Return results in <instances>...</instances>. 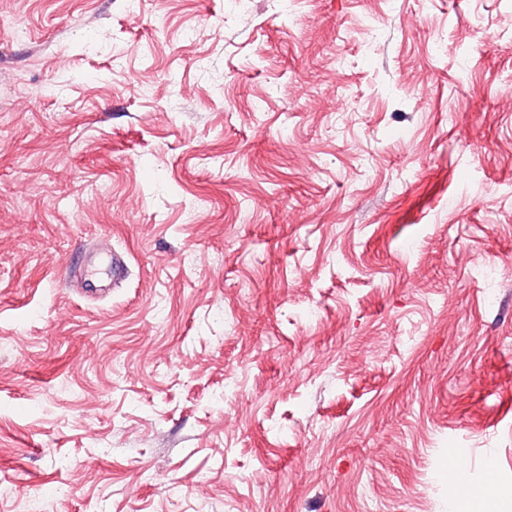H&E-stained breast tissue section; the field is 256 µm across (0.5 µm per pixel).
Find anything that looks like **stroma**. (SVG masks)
I'll return each mask as SVG.
<instances>
[{
	"instance_id": "stroma-1",
	"label": "stroma",
	"mask_w": 512,
	"mask_h": 512,
	"mask_svg": "<svg viewBox=\"0 0 512 512\" xmlns=\"http://www.w3.org/2000/svg\"><path fill=\"white\" fill-rule=\"evenodd\" d=\"M485 494L512 0H0V512Z\"/></svg>"
}]
</instances>
